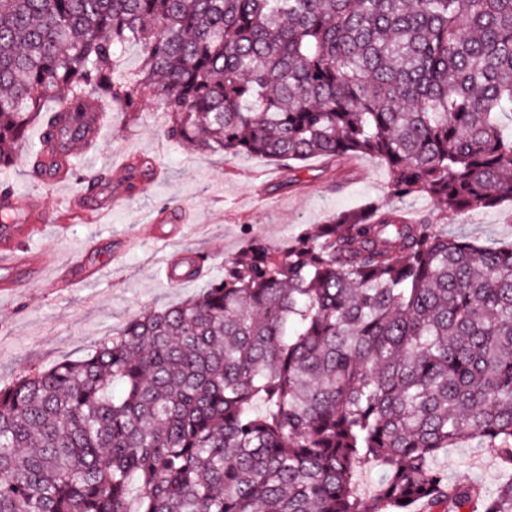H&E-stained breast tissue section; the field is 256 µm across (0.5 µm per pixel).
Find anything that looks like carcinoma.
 I'll list each match as a JSON object with an SVG mask.
<instances>
[{
  "instance_id": "obj_1",
  "label": "carcinoma",
  "mask_w": 512,
  "mask_h": 512,
  "mask_svg": "<svg viewBox=\"0 0 512 512\" xmlns=\"http://www.w3.org/2000/svg\"><path fill=\"white\" fill-rule=\"evenodd\" d=\"M147 93L193 151L370 156L442 214L512 202V0H0V168L34 123L31 176L67 167ZM468 442L508 479L450 480L438 457ZM417 504L512 512V246L383 204L254 238L196 296L0 388V512ZM382 472L380 467L361 470L356 477V490L363 497L375 495L381 486Z\"/></svg>"
}]
</instances>
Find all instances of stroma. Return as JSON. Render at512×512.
<instances>
[{"label":"stroma","mask_w":512,"mask_h":512,"mask_svg":"<svg viewBox=\"0 0 512 512\" xmlns=\"http://www.w3.org/2000/svg\"><path fill=\"white\" fill-rule=\"evenodd\" d=\"M168 116L152 99H144L136 116L113 107L95 148L86 151L81 178L57 190L33 179L26 163L0 170L14 196H39L45 206L39 233L26 242L47 261L64 265L81 259L86 242L97 245L92 261L106 266L107 276L83 281L57 292L43 285L0 295V386L20 373L46 368L87 355L106 336L145 309L172 306L198 294L211 277L223 274L224 261L261 237L286 243L306 227L333 213L369 202H388V175L378 160L356 158L351 169L325 168L322 159L274 162L250 155L224 161L218 154L186 150L165 135ZM148 157L156 172L138 178L135 187L115 197L126 166ZM103 175L97 190L106 208L101 214H79L62 193L85 192L86 179ZM187 209L190 224L166 240L140 239L149 217L163 210ZM448 233L487 247L512 244V221L501 209H480L465 217L448 216ZM137 243L120 265L108 259L124 239ZM193 252L205 259L204 275L173 286L160 270L170 255ZM449 477L493 486L502 480L495 459L474 448H452L440 455Z\"/></svg>","instance_id":"1"}]
</instances>
